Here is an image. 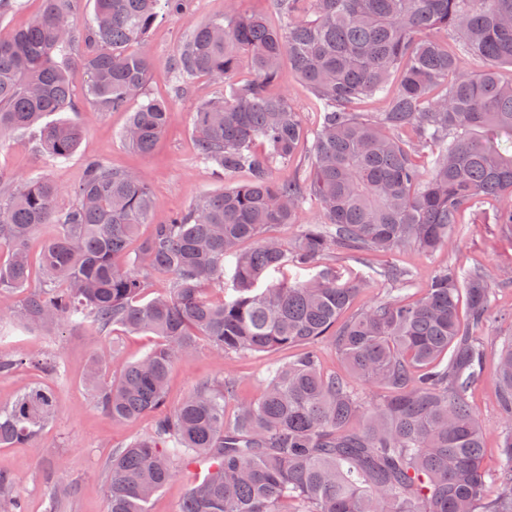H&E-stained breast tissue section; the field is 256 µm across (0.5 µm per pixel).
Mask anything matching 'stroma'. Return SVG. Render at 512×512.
Returning a JSON list of instances; mask_svg holds the SVG:
<instances>
[{"instance_id": "obj_1", "label": "stroma", "mask_w": 512, "mask_h": 512, "mask_svg": "<svg viewBox=\"0 0 512 512\" xmlns=\"http://www.w3.org/2000/svg\"><path fill=\"white\" fill-rule=\"evenodd\" d=\"M259 13L275 28L285 26L284 19L270 5V0H195L191 18L160 17L149 32L144 47L151 59L152 72L146 96L161 100L169 107V121L153 154L143 156L128 147L121 133L130 112L139 108L131 101L121 112H100L85 99H78L77 111L68 120L83 131L76 152L66 160L44 153L35 130L0 138V200L23 180L44 176L56 183L61 194L58 205L75 204L73 188L82 176L86 159L95 158L117 169H138L145 173L155 200L153 222L187 210L199 200L224 188L222 176L196 158L193 114L197 106L221 90L220 84L206 76L198 77L188 94L176 95L168 62L193 25L223 17L232 10ZM272 93L286 97L300 112L306 136L288 165L276 167L273 176L285 180L308 172L311 137L321 121V113L301 81L289 69H282ZM497 206L485 200L481 216L465 215L457 225L454 244L431 253L412 247L358 258L336 253L327 265L337 283H359L363 289L353 307L361 309L378 298L393 295L407 299L419 297L434 272L454 265L460 274L485 269L494 282L491 309L512 313V233L492 223ZM401 268L408 279L391 282L386 272ZM479 338L485 348V362L479 382L469 400L484 433L485 468L497 474L501 466L500 437L507 425L500 414L495 364L500 350L512 342V322L496 321L484 327ZM159 342L150 333L129 334L115 330L105 335L64 325L52 332L34 331L19 323L11 324L8 335L0 337V355L48 352L57 356L60 374L21 368L0 375V406L10 404L30 386L49 388L56 403V416L32 441L24 445L0 447V472L13 476L27 501L29 512H44L48 496L60 483L72 491L60 512H107V463L117 448L148 433L152 419L132 422L111 421L97 406L92 389L86 383V371L94 358L118 354L121 360L134 361ZM297 348L269 352L219 356L202 345L172 369L168 381V407H176L196 386L225 377L235 379L237 400L257 398L271 366L287 363Z\"/></svg>"}]
</instances>
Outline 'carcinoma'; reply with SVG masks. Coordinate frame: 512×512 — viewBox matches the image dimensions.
<instances>
[{
	"instance_id": "obj_1",
	"label": "carcinoma",
	"mask_w": 512,
	"mask_h": 512,
	"mask_svg": "<svg viewBox=\"0 0 512 512\" xmlns=\"http://www.w3.org/2000/svg\"><path fill=\"white\" fill-rule=\"evenodd\" d=\"M42 2L32 23L0 36V136L37 124L42 148L67 159L80 142L78 125L39 121L76 109L66 73L73 45L81 46L84 97L100 112L122 110L144 96L151 70L147 55L130 47L144 43L160 12L188 17L191 0H93L79 28L74 0ZM272 2L286 28L234 10L195 25L169 63L179 95L200 75L223 86L195 112L199 162L226 178L247 168L250 180L154 225L131 270L116 259L154 206L141 172L88 159L67 209L58 208L53 181L21 183L0 202V249L10 255L0 262V323L160 338L113 380L101 378V358L88 373L110 418L155 414L150 433L112 453L108 512H150L152 498L201 460L211 470L178 512H512V428L490 483L483 431L467 401L485 359L477 332L491 317L485 272L441 268L418 299L382 298L347 319L358 288L337 284L327 269L301 284L257 288L271 269L315 264L338 250L433 252L487 198L499 202L494 223L512 231V76L503 74L512 69V0ZM242 53L258 75L244 84L232 79ZM469 56L487 69L464 71ZM285 60L322 112L303 180L272 176L305 135L299 112L268 91ZM362 99L382 100L383 111H354ZM167 119V103L149 99L129 115L122 137L148 154ZM311 198L319 222L304 225L291 246L268 234L299 223ZM38 232L41 282L32 289L27 243ZM247 241L253 247L244 250ZM229 259L235 295L216 304L205 287L224 283ZM154 273L170 275L172 288L145 301ZM324 341L346 374L322 369ZM203 343L219 355L302 351L271 369L260 396L239 402L231 418L230 378L202 383L166 410L170 369ZM24 366L60 369L49 355L0 358V374ZM496 376L511 423L512 343ZM355 382L382 393L373 409L363 407ZM55 414L50 391L28 388L0 407V447L33 440ZM0 512H27L3 473Z\"/></svg>"
}]
</instances>
